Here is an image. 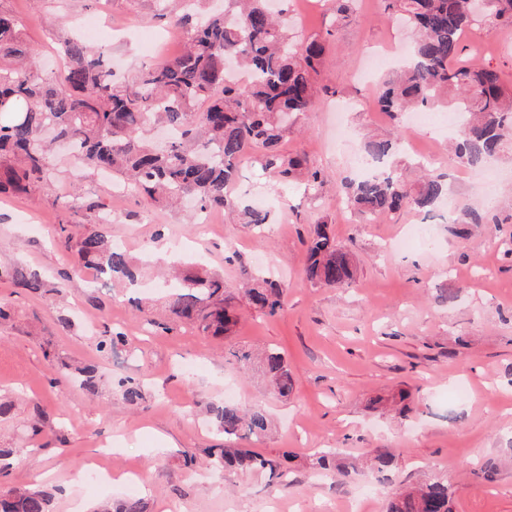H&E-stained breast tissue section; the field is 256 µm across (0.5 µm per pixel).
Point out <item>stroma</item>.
Instances as JSON below:
<instances>
[{
    "instance_id": "stroma-1",
    "label": "stroma",
    "mask_w": 512,
    "mask_h": 512,
    "mask_svg": "<svg viewBox=\"0 0 512 512\" xmlns=\"http://www.w3.org/2000/svg\"><path fill=\"white\" fill-rule=\"evenodd\" d=\"M167 0H0L14 13L39 73L57 69L59 50L82 22L96 17L108 31L98 44L112 59L115 79L134 89L145 66L180 53L178 28ZM291 23L326 41L322 81L335 89L289 130L285 154H300L321 170L311 188L297 180L273 182L243 157L233 204L214 214L202 245L189 207L148 202L117 191L109 176L75 165L56 150L50 177L27 193L0 196V490H41L51 512H96L129 496L146 512H347L371 472L337 483L298 466L287 486L268 478L218 475L205 464L224 445L208 409L234 387L237 403L264 409L272 432L246 445L263 454L285 450L301 461L317 448L356 456L389 448L397 467L378 480V496L363 512H385L388 494L430 473L447 475L453 512H512V160L494 162L495 224L433 227L430 240L390 250L418 221L414 209L363 220L343 203L339 186L352 175L363 139L405 131L429 166L452 173L454 208L480 206L475 186L459 176L442 130L444 113L414 129L406 117L381 112L374 102L370 56L395 60L410 38L390 20L383 0H360L357 14L336 24L332 0H292ZM467 57L493 65L512 87V33L470 30ZM101 211L118 212L108 226L139 261L143 285L120 281L100 289L79 268L75 249L59 239V221L72 190ZM263 202L271 214L265 234L246 224L244 206ZM328 224L347 245L357 268L345 288H320L302 278L306 241ZM178 252L187 263L223 277L239 298L258 288L267 271L285 285L283 309L269 316L238 305L230 334L211 336L174 317L161 259ZM38 275L40 285L23 281ZM455 289L453 301L442 295ZM124 333L128 342L100 349ZM275 347L295 378L290 397L278 396L259 367L228 360L232 350ZM97 366L96 386L73 380L75 367ZM142 382L145 399L124 402L121 379ZM411 393L410 412L394 403ZM492 464V482L478 466Z\"/></svg>"
}]
</instances>
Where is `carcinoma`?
I'll use <instances>...</instances> for the list:
<instances>
[{"instance_id":"carcinoma-1","label":"carcinoma","mask_w":512,"mask_h":512,"mask_svg":"<svg viewBox=\"0 0 512 512\" xmlns=\"http://www.w3.org/2000/svg\"><path fill=\"white\" fill-rule=\"evenodd\" d=\"M282 0H226L229 7L203 22L196 20V0H179L182 13L175 23L190 30V38L173 58H163L143 70L137 90L119 89L105 50L81 38L65 43V63L51 80L39 76L34 50L20 37L14 14L0 10V193L27 192L48 177L52 143L42 132L53 131L80 163L103 169L131 189L157 203L175 204L183 196L195 201V212L232 205L226 194L236 175V163L256 152L272 177L298 175L310 187L320 171L300 156H288L280 146L288 125L328 96L321 83L325 43L292 30L272 14L269 3ZM358 0H334L336 23L348 21ZM481 16L471 14L468 0H387L385 10L414 35L407 62L386 74L375 90L383 112L411 110L458 112L462 127L452 144L456 162L478 169L512 152V89L500 71L465 60L463 38L476 26L491 32L512 31V0H487ZM162 125L173 134L157 149L143 130ZM401 139H370L362 144L366 161L386 170L341 185L346 204L363 218L413 206L430 214L449 194L447 176L419 166L414 181L397 172L394 157ZM247 223L262 229L270 214L245 208ZM488 215L469 209L451 216V224H484ZM61 220L60 239L76 248L83 261L116 280L137 278L136 264L123 250L108 243L102 230L74 238ZM356 275L348 249L337 244L327 225L314 227L307 243L304 279L313 286L342 288ZM170 308L192 319L213 336L232 332L238 320L235 304L224 297V281L208 273L180 280ZM249 306L275 315L284 305V289L274 280L245 293ZM259 369L275 392L286 398L294 377L284 355L266 350ZM219 431L229 436L267 435L271 421L261 408L226 402L213 408ZM296 455L289 451L269 457L249 448L224 447L210 461L213 470H267L288 483V468ZM395 454L376 448L362 465L377 474L391 471ZM310 468L329 471L346 481L359 465L337 452L317 450ZM448 480L432 476L419 485L393 492L386 512H452ZM49 497L40 491H1L0 512H49Z\"/></svg>"}]
</instances>
